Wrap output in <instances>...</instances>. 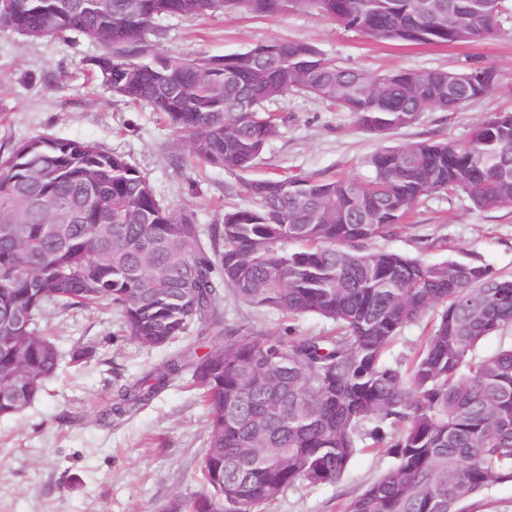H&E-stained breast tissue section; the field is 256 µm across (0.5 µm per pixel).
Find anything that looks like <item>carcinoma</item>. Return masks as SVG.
<instances>
[{
  "mask_svg": "<svg viewBox=\"0 0 512 512\" xmlns=\"http://www.w3.org/2000/svg\"><path fill=\"white\" fill-rule=\"evenodd\" d=\"M508 11V0H0V31L97 42L94 70L113 95L152 105L198 164L245 172L280 134L265 104L290 92L385 136L500 84H485L489 65L368 73L288 39L175 61L147 38L157 19L314 13L374 39L448 46L497 38ZM114 71L131 85L112 82ZM366 164L367 181L252 180V205L205 228L94 142L17 143L0 155V417L30 406L59 368L39 326L45 309L105 303L144 348L184 341L193 323L210 336L205 353L174 352L120 386L105 413L137 410L191 374L210 414L205 490L167 512H263L295 483L337 484L356 454L383 448L394 464L343 512H472L483 492L512 484V346L476 353L512 327V277L371 245L429 193L462 194L479 212L512 209V112L478 121L462 144L385 146ZM226 289L336 332L241 336L224 322ZM436 307L413 357L387 360L401 330Z\"/></svg>",
  "mask_w": 512,
  "mask_h": 512,
  "instance_id": "carcinoma-1",
  "label": "carcinoma"
}]
</instances>
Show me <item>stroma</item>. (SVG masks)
I'll return each instance as SVG.
<instances>
[{"label":"stroma","mask_w":512,"mask_h":512,"mask_svg":"<svg viewBox=\"0 0 512 512\" xmlns=\"http://www.w3.org/2000/svg\"><path fill=\"white\" fill-rule=\"evenodd\" d=\"M156 25L163 31L159 49L173 59L221 56L288 39L314 43L338 63L370 73L491 64L506 79L481 100L455 112L424 113L413 126L385 138L364 130L350 113L288 94L273 105L284 117L281 135L250 172L232 174L188 159L176 162L174 135L153 109L113 97L91 73L98 44L74 36L33 40L5 31L0 32V154L37 134L96 142L146 175L168 208L194 210L198 223L208 225L221 223L225 210L250 205L249 180L284 174L365 180L370 171L363 160L379 147L434 135L463 141L488 114L512 110L508 14L497 39L455 46L381 42L315 14L163 17ZM374 247L429 262L469 259L510 275L512 210L476 212L465 196L431 193L396 236L376 240ZM223 306L225 320L246 334L318 336L334 329L316 316L291 320L254 308L229 292ZM41 326L56 336L61 351L91 346L95 353L79 363L64 361L39 399L17 416L0 418V512H161L173 497L200 493L208 415L189 378L121 419H99L113 388L158 363L163 350L129 340L119 315L96 307L47 308ZM392 464L380 453L359 455L339 484L289 487L267 512H342L350 497Z\"/></svg>","instance_id":"stroma-1"}]
</instances>
